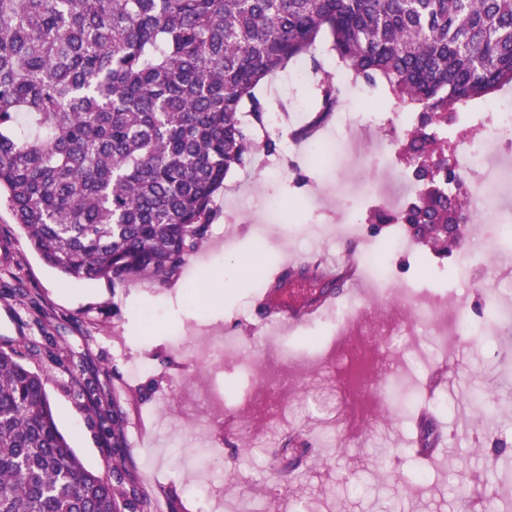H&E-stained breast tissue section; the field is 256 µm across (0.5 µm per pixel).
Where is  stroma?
<instances>
[{
	"mask_svg": "<svg viewBox=\"0 0 512 512\" xmlns=\"http://www.w3.org/2000/svg\"><path fill=\"white\" fill-rule=\"evenodd\" d=\"M315 94L314 84L279 76L256 90L270 111L288 102L313 109ZM400 133L396 126L381 132L392 145L385 158L366 142L317 163L296 151L285 175L275 178L254 161L231 172L214 197L220 217L206 241L163 286L136 279L115 288L103 280L63 278L32 250L8 206L0 205V347L19 349L27 365L48 375L58 425L86 467L108 476L113 459L124 458L121 488L127 498L146 499L145 512H169L173 490L179 512H461L474 495L495 496L500 512L512 507V388L500 383L512 370V325L494 339L459 342L452 357L429 350L427 366L410 376V404L400 411L381 406L353 441L331 413L341 383L331 373L324 322L272 336L256 308L259 284L287 264L340 260L352 248L372 252L391 270L388 298L359 299L378 316H409L405 296L425 294L473 315L482 311L508 268L495 253L475 261L452 255L454 281H422L418 246H386L389 231L375 236L369 224L353 221L354 201L396 190L400 179L410 178L394 146ZM270 198L288 199L294 207L266 211L263 202ZM217 251L231 263V285L220 302L194 306L187 285L209 273ZM220 338L229 343L222 364L199 363L198 345ZM442 364L453 385L429 393ZM84 376L114 396L120 445L93 424L78 399ZM213 384L232 389L219 417L211 416L204 397ZM475 391L489 393L496 411L478 416L469 402ZM272 393L287 398L288 425L263 423L247 408L251 397ZM434 399L448 403L434 416L445 432V453L425 467L411 452L415 415ZM317 402L324 411L314 410ZM229 419L250 427V447L226 434ZM324 441L332 451L320 472L301 489L282 491L274 452L284 443L302 451ZM205 466L222 477L213 481L209 499L199 501L190 488Z\"/></svg>",
	"mask_w": 512,
	"mask_h": 512,
	"instance_id": "stroma-1",
	"label": "stroma"
}]
</instances>
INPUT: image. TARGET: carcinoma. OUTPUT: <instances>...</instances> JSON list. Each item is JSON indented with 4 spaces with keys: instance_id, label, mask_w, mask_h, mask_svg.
<instances>
[{
    "instance_id": "carcinoma-1",
    "label": "carcinoma",
    "mask_w": 512,
    "mask_h": 512,
    "mask_svg": "<svg viewBox=\"0 0 512 512\" xmlns=\"http://www.w3.org/2000/svg\"><path fill=\"white\" fill-rule=\"evenodd\" d=\"M329 37L355 78L415 113L417 194L394 217L446 258L470 235L442 133L512 86V0H0V199L66 278L163 284L203 242L213 198L257 151L256 87ZM306 138L336 109L322 71ZM248 108L251 125L243 121ZM48 377L0 347V512H121L118 487L60 431Z\"/></svg>"
}]
</instances>
